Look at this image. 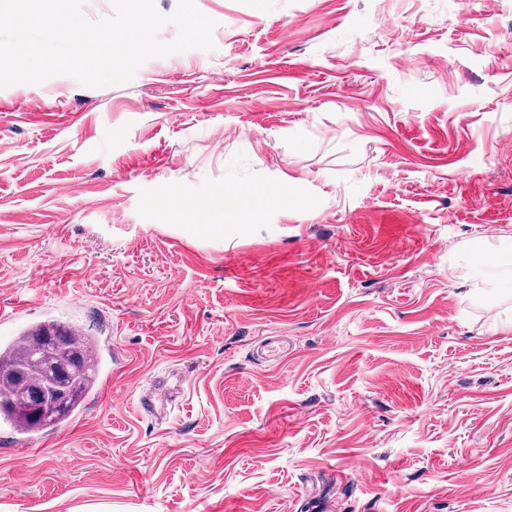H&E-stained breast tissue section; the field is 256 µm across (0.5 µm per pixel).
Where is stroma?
Segmentation results:
<instances>
[{
	"instance_id": "1",
	"label": "stroma",
	"mask_w": 512,
	"mask_h": 512,
	"mask_svg": "<svg viewBox=\"0 0 512 512\" xmlns=\"http://www.w3.org/2000/svg\"><path fill=\"white\" fill-rule=\"evenodd\" d=\"M195 5L212 49L0 89V342L104 359L0 427V512H512V293L470 278L512 235V0ZM55 336H68V347L81 359L76 365H67L71 374L60 388L62 396L51 402L44 399L42 392L53 385L62 363L61 357L48 349V340ZM94 341L93 336L69 325L49 321L0 343V424L29 437L72 417L95 388L100 374L101 354ZM35 413L37 417L33 416Z\"/></svg>"
}]
</instances>
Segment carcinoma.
Returning <instances> with one entry per match:
<instances>
[{
	"label": "carcinoma",
	"instance_id": "carcinoma-1",
	"mask_svg": "<svg viewBox=\"0 0 512 512\" xmlns=\"http://www.w3.org/2000/svg\"><path fill=\"white\" fill-rule=\"evenodd\" d=\"M95 338L56 321L0 343V424L34 436L72 417L95 388Z\"/></svg>",
	"mask_w": 512,
	"mask_h": 512
}]
</instances>
